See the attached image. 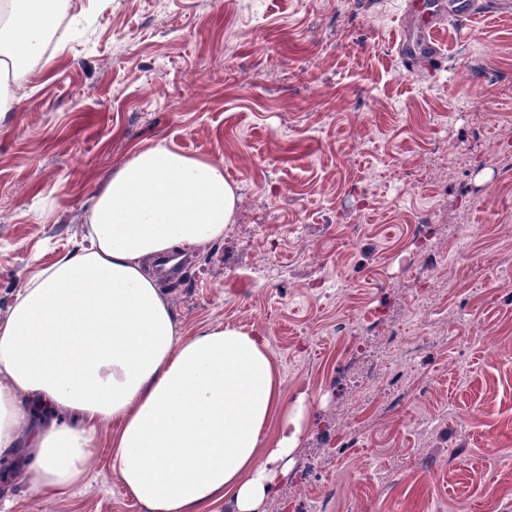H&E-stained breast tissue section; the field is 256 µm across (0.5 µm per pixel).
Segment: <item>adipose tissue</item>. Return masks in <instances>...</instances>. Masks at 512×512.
Returning <instances> with one entry per match:
<instances>
[{
	"mask_svg": "<svg viewBox=\"0 0 512 512\" xmlns=\"http://www.w3.org/2000/svg\"><path fill=\"white\" fill-rule=\"evenodd\" d=\"M56 0H0V81L21 78ZM240 198L223 164L161 140L85 202V243L42 269L0 321V457L61 498L98 441L144 512H265L299 433L264 337H183L149 262L221 239ZM68 415L44 426L32 407Z\"/></svg>",
	"mask_w": 512,
	"mask_h": 512,
	"instance_id": "1",
	"label": "adipose tissue"
}]
</instances>
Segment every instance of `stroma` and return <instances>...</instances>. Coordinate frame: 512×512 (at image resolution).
<instances>
[{
  "label": "stroma",
  "instance_id": "obj_1",
  "mask_svg": "<svg viewBox=\"0 0 512 512\" xmlns=\"http://www.w3.org/2000/svg\"><path fill=\"white\" fill-rule=\"evenodd\" d=\"M410 0H64L27 99L0 119V318L80 242L84 203L138 147L218 161L234 224L158 283L184 336L259 329L301 421L268 512H512V0L443 15L442 64L403 63ZM468 155L467 165L458 158ZM413 169L411 185L398 178ZM438 226L443 283L413 322L411 228ZM282 266L256 277L260 263ZM327 276L326 296L306 285ZM377 352L386 393L357 404ZM99 444L52 501L14 468L11 512H143Z\"/></svg>",
  "mask_w": 512,
  "mask_h": 512
}]
</instances>
